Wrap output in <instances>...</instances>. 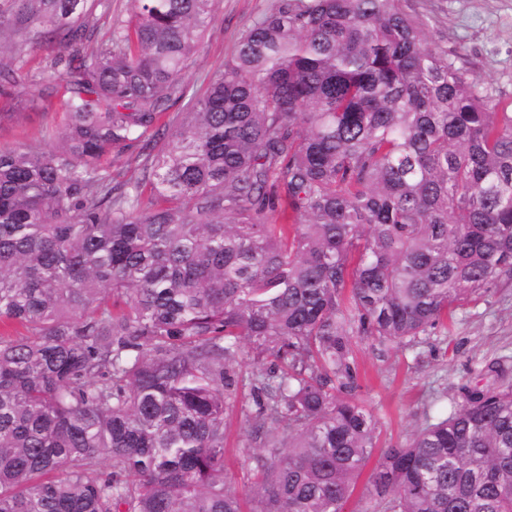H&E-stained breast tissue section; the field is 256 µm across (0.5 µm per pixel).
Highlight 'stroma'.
<instances>
[{
	"label": "stroma",
	"mask_w": 512,
	"mask_h": 512,
	"mask_svg": "<svg viewBox=\"0 0 512 512\" xmlns=\"http://www.w3.org/2000/svg\"><path fill=\"white\" fill-rule=\"evenodd\" d=\"M270 0H217L215 19L201 49L185 71L190 88L203 89L206 75L223 69L243 29ZM427 23L431 46L459 52L460 66L486 89L492 103L512 102V0H412ZM59 108L0 98V148L36 145L43 132L59 128ZM360 387L357 395L377 421L378 444L402 443L424 422L447 413L457 387L475 378L485 361L501 360L512 372V283L500 284L491 296L468 302L446 327L403 348L358 337L354 340ZM256 407L244 398L227 431L228 472L236 487L251 482L252 456L258 443L251 424Z\"/></svg>",
	"instance_id": "35a3bbf8"
}]
</instances>
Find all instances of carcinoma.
Returning <instances> with one entry per match:
<instances>
[{
	"label": "carcinoma",
	"mask_w": 512,
	"mask_h": 512,
	"mask_svg": "<svg viewBox=\"0 0 512 512\" xmlns=\"http://www.w3.org/2000/svg\"><path fill=\"white\" fill-rule=\"evenodd\" d=\"M131 2L0 0L21 37L0 96L60 80L66 117L53 149L0 148V512H346L374 456L354 512H512L500 362L379 448L353 360L357 336L413 347L512 281V112L409 0H271L199 95L216 0ZM114 147L138 148L130 188ZM245 395L246 398L238 404L237 413L231 420L226 441L229 476L239 489L247 488L251 482V456L259 448V443L250 436L256 406L247 392Z\"/></svg>",
	"instance_id": "cac0c4a2"
}]
</instances>
